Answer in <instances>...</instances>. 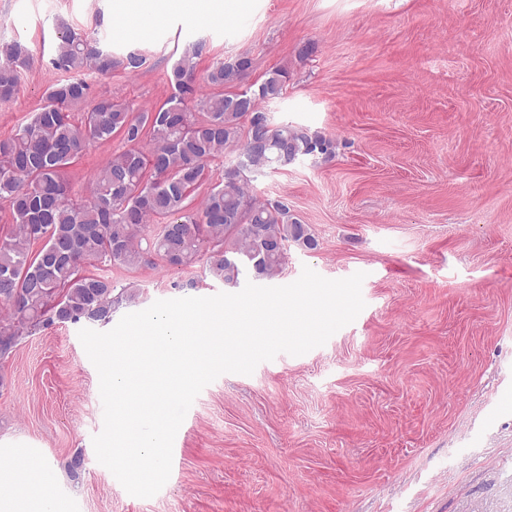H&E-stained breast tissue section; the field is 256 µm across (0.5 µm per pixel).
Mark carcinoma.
<instances>
[{
	"label": "carcinoma",
	"mask_w": 512,
	"mask_h": 512,
	"mask_svg": "<svg viewBox=\"0 0 512 512\" xmlns=\"http://www.w3.org/2000/svg\"><path fill=\"white\" fill-rule=\"evenodd\" d=\"M58 39L53 64L67 72L107 75L118 65L134 72L146 61L136 49L117 60L100 38L67 26ZM203 51L202 42L183 50L168 75L171 94L150 112L136 115L122 101L101 98L77 118L68 108L87 101L90 85L72 78L53 86L47 103L0 140V200L14 224L0 242L1 358L48 323L107 324L116 305L135 300L134 290L116 289L91 267L135 268L154 255L178 268L204 255L211 276L236 285L244 274L277 275L290 243L317 248L310 225L287 202L259 200L249 188L263 168L332 156L336 142L272 123L264 104L283 96L288 67L268 71L256 90H241L249 53L215 62L200 82ZM28 64L21 43L0 46V98L14 94ZM114 135L124 149L94 172L90 197L75 196L63 171ZM234 148L236 164L194 209L192 194L209 165ZM150 221L160 225L153 237Z\"/></svg>",
	"instance_id": "1"
}]
</instances>
